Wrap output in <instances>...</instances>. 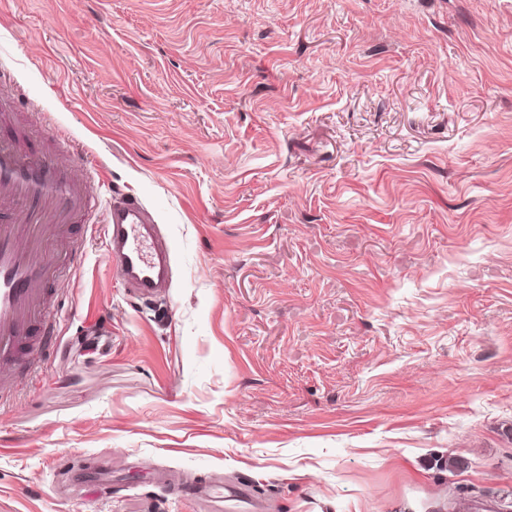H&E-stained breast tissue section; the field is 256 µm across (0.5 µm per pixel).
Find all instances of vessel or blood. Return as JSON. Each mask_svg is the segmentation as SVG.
Here are the masks:
<instances>
[{
  "label": "vessel or blood",
  "mask_w": 512,
  "mask_h": 512,
  "mask_svg": "<svg viewBox=\"0 0 512 512\" xmlns=\"http://www.w3.org/2000/svg\"><path fill=\"white\" fill-rule=\"evenodd\" d=\"M87 166L50 160L0 136V388L34 372L40 347L55 330L47 314L53 287L63 286L83 258L59 257L49 233L68 234L105 211V257L124 285L150 298L171 282V248L153 214L136 196L117 193L102 201Z\"/></svg>",
  "instance_id": "vessel-or-blood-1"
}]
</instances>
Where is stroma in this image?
I'll return each mask as SVG.
<instances>
[{"instance_id": "stroma-1", "label": "stroma", "mask_w": 512, "mask_h": 512, "mask_svg": "<svg viewBox=\"0 0 512 512\" xmlns=\"http://www.w3.org/2000/svg\"><path fill=\"white\" fill-rule=\"evenodd\" d=\"M0 86L173 247L75 225L0 512L512 501V0H0ZM105 223V257L124 285L143 298L169 288L171 248L147 206L132 194L111 195Z\"/></svg>"}]
</instances>
